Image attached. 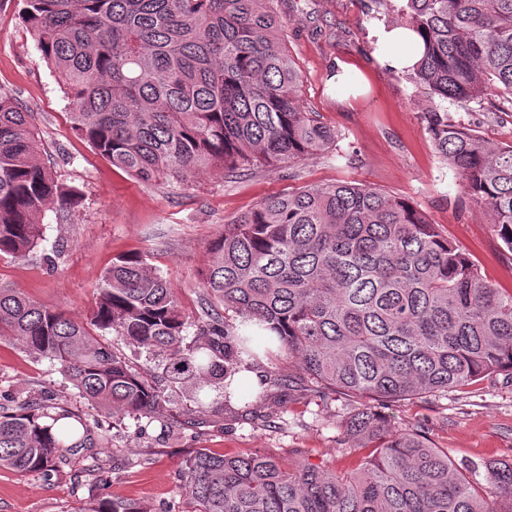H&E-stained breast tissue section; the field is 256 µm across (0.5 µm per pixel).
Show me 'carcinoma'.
Masks as SVG:
<instances>
[{
  "mask_svg": "<svg viewBox=\"0 0 512 512\" xmlns=\"http://www.w3.org/2000/svg\"><path fill=\"white\" fill-rule=\"evenodd\" d=\"M400 24L425 49L409 78L431 103L425 129L512 252V145L441 111L448 101L512 95V0H403ZM284 0H23L20 16L70 100L73 130L144 183L229 176L336 148L339 135L298 99ZM74 194L41 160L31 113L0 89V255L38 244L40 217ZM200 273L204 317L188 324L170 284L141 255L112 260L85 322L0 287V336L58 364L89 405L154 422L164 383L195 412L229 401L228 378L259 354L284 355L299 380L352 402L338 427L351 470L301 452L184 460L191 512H512V461L459 467L426 431L395 429L383 402L512 381V290L488 282L409 200L351 181L278 194L224 225ZM195 327L189 333V327ZM162 375L132 369L109 337ZM110 437L50 396L0 406V467L55 469L70 448ZM80 512H155L97 498Z\"/></svg>",
  "mask_w": 512,
  "mask_h": 512,
  "instance_id": "1",
  "label": "carcinoma"
}]
</instances>
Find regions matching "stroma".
<instances>
[{
    "instance_id": "1",
    "label": "stroma",
    "mask_w": 512,
    "mask_h": 512,
    "mask_svg": "<svg viewBox=\"0 0 512 512\" xmlns=\"http://www.w3.org/2000/svg\"><path fill=\"white\" fill-rule=\"evenodd\" d=\"M368 4L295 0L286 16V46L302 73L299 102L339 133L335 150L236 177L206 170L182 185L140 182L74 132L69 101L20 19L22 0H0V87L33 113L45 163L79 197L74 206L44 212L42 239L26 258L0 257V286L83 320L113 258L139 254L171 283L183 312L194 319L205 299L200 271L206 248L225 224L268 196L350 180L413 201L488 281L511 290L512 252L439 155L423 122V94L403 73L378 65L374 31L380 22ZM341 64L358 76V93L337 89ZM443 108L483 139L512 143V96L448 101ZM258 370L289 381V389L273 387L265 402L244 398L201 415L192 412L186 389L167 388L161 413L175 434L164 441L158 427L141 435L132 416L91 408L109 430L111 447L68 451L48 474L0 467V512H77L98 496L144 500L156 512H186L177 494L179 475L199 448L226 455L260 450L284 460L299 450L314 464L353 467L356 458L346 453L337 428L346 399L307 391L285 357L262 360ZM45 393L63 406L84 405L49 360L0 338V405ZM381 412L397 429L428 431L457 465L481 469L491 460L512 461V383L504 377L439 397L386 403ZM102 466L112 471L105 486L96 479Z\"/></svg>"
}]
</instances>
